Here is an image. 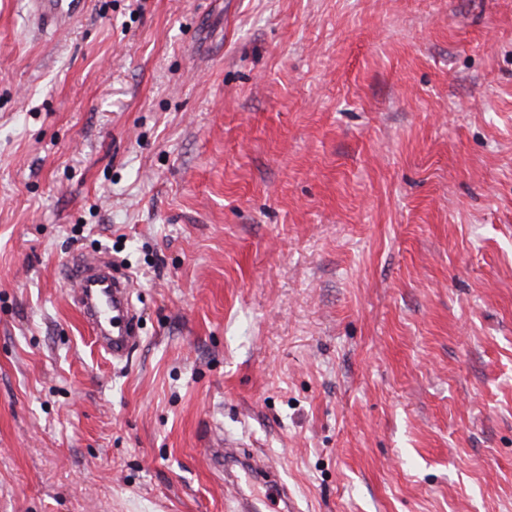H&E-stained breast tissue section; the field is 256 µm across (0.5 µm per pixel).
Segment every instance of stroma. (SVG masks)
Listing matches in <instances>:
<instances>
[{
	"label": "stroma",
	"mask_w": 512,
	"mask_h": 512,
	"mask_svg": "<svg viewBox=\"0 0 512 512\" xmlns=\"http://www.w3.org/2000/svg\"><path fill=\"white\" fill-rule=\"evenodd\" d=\"M133 275L102 352L76 259ZM512 512V0H0V512ZM85 0H28L37 25L60 31L70 27L81 11Z\"/></svg>",
	"instance_id": "1"
}]
</instances>
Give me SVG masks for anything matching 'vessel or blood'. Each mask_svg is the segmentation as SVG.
Returning a JSON list of instances; mask_svg holds the SVG:
<instances>
[{"mask_svg": "<svg viewBox=\"0 0 512 512\" xmlns=\"http://www.w3.org/2000/svg\"><path fill=\"white\" fill-rule=\"evenodd\" d=\"M84 0H28L37 25L60 31L70 27ZM78 290L73 297L81 318L100 346L113 359L127 357L138 343V318L130 305L128 276L113 263L95 256L77 264Z\"/></svg>", "mask_w": 512, "mask_h": 512, "instance_id": "obj_1", "label": "vessel or blood"}]
</instances>
